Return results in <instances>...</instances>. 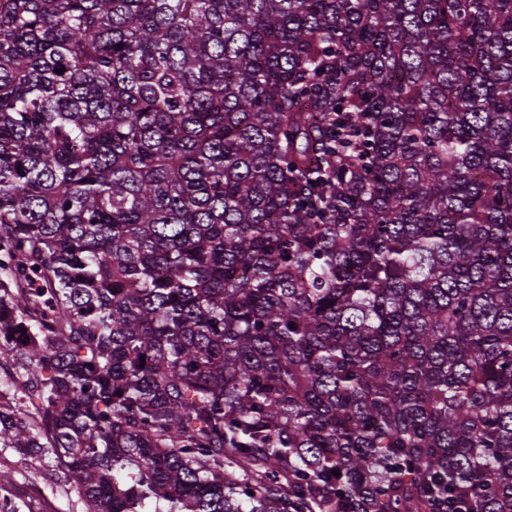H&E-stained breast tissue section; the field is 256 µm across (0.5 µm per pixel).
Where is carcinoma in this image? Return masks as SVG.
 Returning a JSON list of instances; mask_svg holds the SVG:
<instances>
[{
    "mask_svg": "<svg viewBox=\"0 0 512 512\" xmlns=\"http://www.w3.org/2000/svg\"><path fill=\"white\" fill-rule=\"evenodd\" d=\"M0 251L86 512H512V0H0Z\"/></svg>",
    "mask_w": 512,
    "mask_h": 512,
    "instance_id": "1",
    "label": "carcinoma"
}]
</instances>
